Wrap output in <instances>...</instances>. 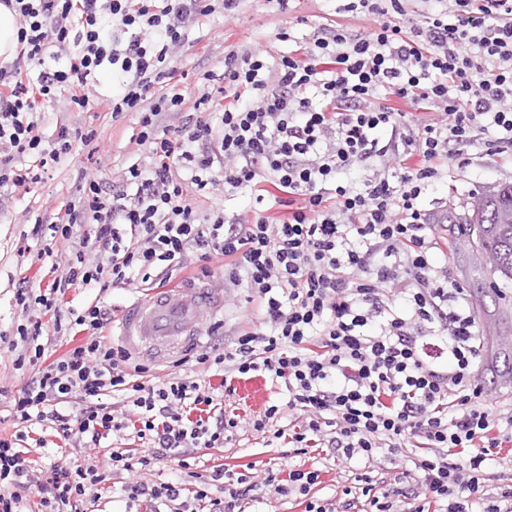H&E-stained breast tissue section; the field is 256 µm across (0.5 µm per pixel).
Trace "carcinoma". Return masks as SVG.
Returning <instances> with one entry per match:
<instances>
[{
	"mask_svg": "<svg viewBox=\"0 0 512 512\" xmlns=\"http://www.w3.org/2000/svg\"><path fill=\"white\" fill-rule=\"evenodd\" d=\"M498 190V195L481 193L473 197L469 215L462 221L474 225L480 250L493 257L494 271L512 280V223H499L504 203L512 204V185H502Z\"/></svg>",
	"mask_w": 512,
	"mask_h": 512,
	"instance_id": "obj_1",
	"label": "carcinoma"
}]
</instances>
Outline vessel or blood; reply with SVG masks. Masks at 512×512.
<instances>
[{
    "label": "vessel or blood",
    "mask_w": 512,
    "mask_h": 512,
    "mask_svg": "<svg viewBox=\"0 0 512 512\" xmlns=\"http://www.w3.org/2000/svg\"><path fill=\"white\" fill-rule=\"evenodd\" d=\"M223 308V295L203 286L162 290L127 309L119 336L134 355L165 362L198 346L206 321Z\"/></svg>",
    "instance_id": "b4317fda"
}]
</instances>
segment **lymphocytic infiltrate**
Segmentation results:
<instances>
[{"label": "lymphocytic infiltrate", "instance_id": "1", "mask_svg": "<svg viewBox=\"0 0 512 512\" xmlns=\"http://www.w3.org/2000/svg\"><path fill=\"white\" fill-rule=\"evenodd\" d=\"M0 3L19 24L17 57L0 65V210L36 191L74 146L86 147L88 163L75 194L31 230L50 287L23 278L14 293L24 319L6 351L29 376L10 398L16 429L0 437V512H28L33 496L40 512H103L98 487L122 472L124 512H246L262 490L298 493L303 512H512L511 488L477 493L495 449L512 443V409L491 408L476 316L434 262L435 228L420 207L476 132L486 153L512 157V0H452L422 21L406 0H344L342 12L382 24L320 29L275 62L258 49L229 51L222 73L198 75L190 104L157 88L187 79L192 31L240 0ZM65 48L67 66L47 67ZM107 67L124 80L103 98L97 75ZM380 94L408 110L372 107ZM55 101L71 112L94 103L116 119L134 113L132 139L147 161L109 183L91 175L93 126L60 125L49 141L39 132V108ZM170 114L178 123H164ZM374 157L383 168L363 187L342 181ZM239 189L257 208L226 221L223 198ZM270 198L281 217L259 211ZM219 263L225 282L259 301L262 325L226 345L211 324L215 341L195 363L222 374L224 394L252 372L288 393L248 421L287 446L260 482L221 464L192 471L193 455L223 447L238 419L206 380L133 362L111 336L115 307L100 299L138 280L163 287L190 266L208 278ZM73 288L92 297L63 309ZM49 334L82 341L51 359ZM203 407L208 417L191 419ZM285 410L298 428L278 427ZM35 425L75 448L124 430L141 449L110 450L106 469L63 457L37 468L23 447ZM312 448L352 469L337 507L316 495L320 469L288 464ZM162 460L173 478L143 481ZM386 460L402 463L387 486Z\"/></svg>", "mask_w": 512, "mask_h": 512}]
</instances>
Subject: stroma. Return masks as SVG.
Returning <instances> with one entry per match:
<instances>
[{"label": "stroma", "mask_w": 512, "mask_h": 512, "mask_svg": "<svg viewBox=\"0 0 512 512\" xmlns=\"http://www.w3.org/2000/svg\"><path fill=\"white\" fill-rule=\"evenodd\" d=\"M342 25L350 32L368 28L370 18L340 12L338 0H292L288 13H280L275 0H241L236 15L228 17L216 11L207 17L199 32L203 34L204 51H188L184 69L221 72L224 56L229 51L259 48L268 55L288 54L294 42L310 41L316 28ZM286 29L287 41L277 40L279 29ZM98 131L101 158L100 174L113 179L136 161L144 160L146 151L132 142L135 126L133 114L113 118L111 112L99 109L94 120ZM465 165H450L444 170L436 189L428 194L422 207L429 218L446 214L445 223L436 231L448 240V273L462 286L468 296L484 336L494 340L497 354H484L480 374L497 398V409L512 407V390L503 381L512 373V280L504 279L486 264L471 243L475 232L462 231L454 221L461 214L462 203L474 191L488 186L512 184V160L486 154L482 148H466ZM85 152L76 149L62 157L53 170V177L37 192L16 197L10 213L0 215V333H11L18 322L20 310L14 305V293L20 278L37 284L48 272L35 257H20L18 249L30 232L36 216L52 207L55 198L71 191L82 167ZM237 391L224 400L227 413L246 419L278 401L279 395L269 379L262 376L236 381ZM278 454L265 436L238 431L223 447L209 449L196 461L197 470L224 463L241 465L257 463L274 466Z\"/></svg>", "instance_id": "obj_1"}]
</instances>
